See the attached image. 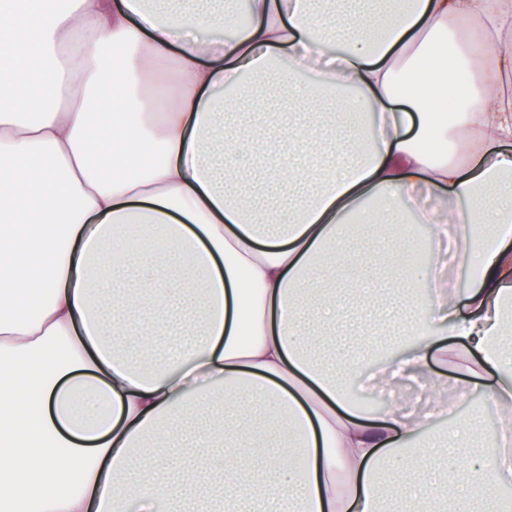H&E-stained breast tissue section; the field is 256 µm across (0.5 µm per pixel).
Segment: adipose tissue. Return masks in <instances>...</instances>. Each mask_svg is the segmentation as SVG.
I'll return each mask as SVG.
<instances>
[{
  "mask_svg": "<svg viewBox=\"0 0 512 512\" xmlns=\"http://www.w3.org/2000/svg\"><path fill=\"white\" fill-rule=\"evenodd\" d=\"M213 0H0V512H382L393 475L402 512L475 500L512 484V450L467 448L451 419L389 400L378 414L347 398L369 356L377 383L425 375L434 391L512 404V7L406 0L379 29L312 0H248L246 17ZM232 29L222 43L201 32ZM365 114L361 165L315 162L313 139L286 128L288 158L259 123L227 136L225 112L259 108L256 90ZM123 92H103L115 78ZM465 98L453 122L432 104ZM456 138L470 166L448 160ZM258 173L256 190L318 180L295 209L252 208L219 169ZM447 219L417 208L419 188ZM426 224L420 264L392 229L388 286L411 296L378 353L325 372L311 356L304 295L324 327L349 309L348 225L367 205ZM465 226L457 259L442 241ZM455 272L469 290H448ZM272 455L258 449L270 431ZM253 445L238 447L242 436ZM188 442L192 458L172 454Z\"/></svg>",
  "mask_w": 512,
  "mask_h": 512,
  "instance_id": "obj_1",
  "label": "adipose tissue"
}]
</instances>
